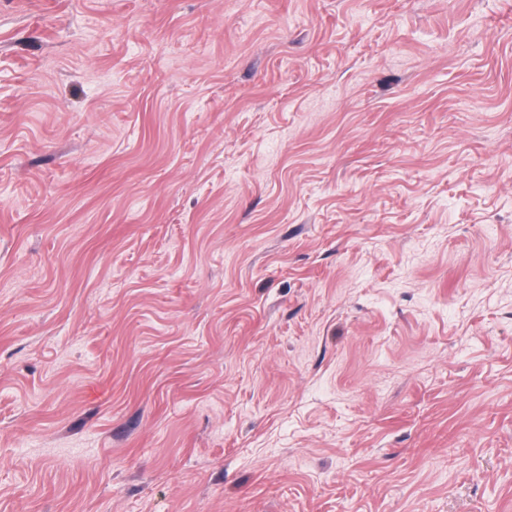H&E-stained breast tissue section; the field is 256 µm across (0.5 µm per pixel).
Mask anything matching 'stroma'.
Listing matches in <instances>:
<instances>
[{
	"label": "stroma",
	"mask_w": 512,
	"mask_h": 512,
	"mask_svg": "<svg viewBox=\"0 0 512 512\" xmlns=\"http://www.w3.org/2000/svg\"><path fill=\"white\" fill-rule=\"evenodd\" d=\"M0 512H512V0H0Z\"/></svg>",
	"instance_id": "stroma-1"
}]
</instances>
